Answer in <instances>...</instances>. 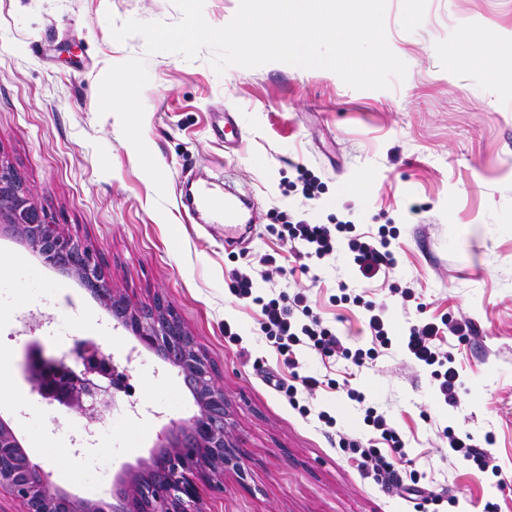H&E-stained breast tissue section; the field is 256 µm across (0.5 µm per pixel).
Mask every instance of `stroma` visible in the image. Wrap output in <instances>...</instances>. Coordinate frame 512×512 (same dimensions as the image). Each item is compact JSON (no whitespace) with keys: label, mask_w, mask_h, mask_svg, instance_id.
Masks as SVG:
<instances>
[{"label":"stroma","mask_w":512,"mask_h":512,"mask_svg":"<svg viewBox=\"0 0 512 512\" xmlns=\"http://www.w3.org/2000/svg\"><path fill=\"white\" fill-rule=\"evenodd\" d=\"M132 18L173 24L181 13L172 0H0V158L32 187L48 223L100 259L115 295L140 307L163 298L212 363L246 475L225 473L220 493L202 488L205 512H485L490 503L512 512V73L470 62L459 38L464 26L512 55V0H387V41L408 73L386 90L280 62L219 74L207 50L149 56L142 37H112L111 22ZM120 87L138 111L134 141L112 109ZM228 111L241 142L224 136ZM299 164L320 178L318 199L289 189ZM228 184L251 197L258 221L226 245L223 229L183 196L188 185L220 195ZM283 212L397 225L390 279L411 283L419 308L356 280L344 253L319 266L321 284L311 287L273 230ZM265 254L279 270L257 280L258 294L308 290L349 347L370 342L364 309L336 300L341 281L385 301L399 328L443 315L471 321L470 336L447 339L457 404L440 400L430 369L397 344L361 367L302 349L288 369L259 329L257 306L228 288L232 270L257 268ZM0 260V352L9 356L0 417L54 484L108 496L122 467L147 458L171 422L196 414L194 399L177 369L139 346L74 276L8 235ZM35 309L127 370L131 394H118L88 447L77 446L83 418L47 404L29 382L30 346L49 355L71 347L45 322L26 328ZM228 325L239 342L225 338ZM269 373L326 386L298 391L293 406L266 383ZM350 387L364 402L347 396ZM367 405L405 442L394 475H375L338 446L343 436L371 438ZM322 411L335 426L319 421ZM446 425L470 435L497 472L448 459L437 436ZM56 453L66 469L49 462ZM415 474L420 496L406 491Z\"/></svg>","instance_id":"35a3bbf8"}]
</instances>
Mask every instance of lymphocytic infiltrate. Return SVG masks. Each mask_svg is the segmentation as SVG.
I'll list each match as a JSON object with an SVG mask.
<instances>
[{"mask_svg":"<svg viewBox=\"0 0 512 512\" xmlns=\"http://www.w3.org/2000/svg\"><path fill=\"white\" fill-rule=\"evenodd\" d=\"M279 235L286 240L301 257L302 272H310L314 263L336 254L339 247H346L352 267L358 278L370 282L386 276L396 267L397 259L393 243L399 236L397 227L391 224L379 225L377 230L363 228L349 221L336 224H317L287 214L283 217ZM229 290L238 300L248 301L260 308L259 325L265 336L272 341L283 356L288 367H296V349L305 347L325 357L341 355L355 365L375 359L380 351L389 349L393 341H400L404 349L422 366L431 367L433 376L439 382V391L446 404L456 402V380L459 372L454 365L452 352L441 350L444 334L465 335L471 331V324L448 323L447 320L420 321L412 324L401 336H394L384 311L370 314L365 327L371 338L368 349L345 347L335 332L314 313L305 294L292 296L278 294L271 298L256 295L252 274L232 271ZM363 422L371 427L385 448L362 447L354 441H342L341 446L358 454L363 465L376 473L393 472L395 453L401 452L404 443L396 428L375 408L364 410Z\"/></svg>","mask_w":512,"mask_h":512,"instance_id":"f902f5d3","label":"lymphocytic infiltrate"}]
</instances>
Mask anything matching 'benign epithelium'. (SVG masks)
Here are the masks:
<instances>
[{"instance_id":"7a95c632","label":"benign epithelium","mask_w":512,"mask_h":512,"mask_svg":"<svg viewBox=\"0 0 512 512\" xmlns=\"http://www.w3.org/2000/svg\"><path fill=\"white\" fill-rule=\"evenodd\" d=\"M0 233L23 241L43 263L80 281L140 345L177 368L198 407L187 422L166 428L149 458L115 478L107 498L72 494L46 480L10 423L0 417V489L23 505V512H204L200 485L224 490V473L245 477L242 451L231 437L224 388L213 367L177 313L162 299L135 308L112 293L103 266L91 251L46 223L32 189L0 159ZM43 375L29 374L33 390L49 403L96 418L115 406V393L129 392L126 371L101 348L82 340L66 353L47 356L30 350Z\"/></svg>"}]
</instances>
